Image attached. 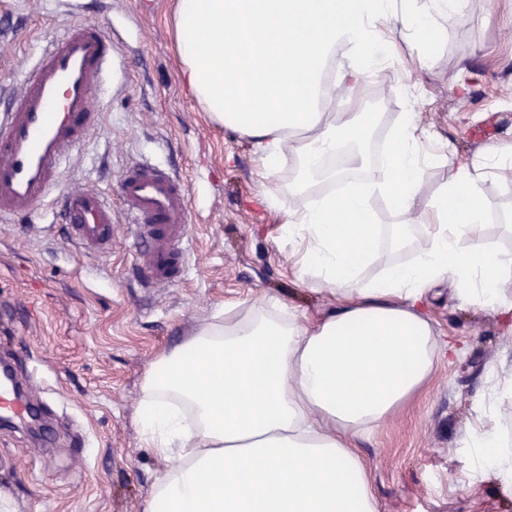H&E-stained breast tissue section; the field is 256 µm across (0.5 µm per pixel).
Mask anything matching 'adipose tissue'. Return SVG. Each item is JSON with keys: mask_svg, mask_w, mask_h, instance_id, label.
<instances>
[{"mask_svg": "<svg viewBox=\"0 0 512 512\" xmlns=\"http://www.w3.org/2000/svg\"><path fill=\"white\" fill-rule=\"evenodd\" d=\"M463 0H177L172 26L181 77L211 121L249 140L299 285L328 296L317 314L264 298L225 304L142 382L136 420L162 464L144 512H379L356 442L431 382L444 344L427 310L451 281L463 301L512 312V252L482 235L512 155L486 147L430 198L419 185L436 159L416 109L401 113L377 178L347 194H315L336 161L363 164L372 136L360 95L383 59L431 66ZM416 52L405 55V46ZM349 111L335 113L337 93ZM392 215L377 223L369 202ZM405 250L371 279L381 250ZM494 395L467 430L480 471L512 485V439Z\"/></svg>", "mask_w": 512, "mask_h": 512, "instance_id": "obj_1", "label": "adipose tissue"}]
</instances>
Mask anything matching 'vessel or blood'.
Segmentation results:
<instances>
[{
  "instance_id": "1",
  "label": "vessel or blood",
  "mask_w": 512,
  "mask_h": 512,
  "mask_svg": "<svg viewBox=\"0 0 512 512\" xmlns=\"http://www.w3.org/2000/svg\"><path fill=\"white\" fill-rule=\"evenodd\" d=\"M121 43L85 22L47 42L38 63L0 109V219L28 216L59 188L74 242L112 248V208L100 191L67 183L64 162L101 120L92 93L113 74ZM121 206L133 233L132 261L146 284L182 274L191 222L189 190L174 172L145 160L121 175Z\"/></svg>"
}]
</instances>
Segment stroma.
I'll return each mask as SVG.
<instances>
[{
	"instance_id": "stroma-1",
	"label": "stroma",
	"mask_w": 512,
	"mask_h": 512,
	"mask_svg": "<svg viewBox=\"0 0 512 512\" xmlns=\"http://www.w3.org/2000/svg\"><path fill=\"white\" fill-rule=\"evenodd\" d=\"M0 0V80H19L45 40L95 20L125 48L117 80L98 89L97 129L66 163L74 183L112 202L110 253L79 251L55 206L0 226V356L12 363L47 425L44 440L0 427V490L18 512H143L161 464L135 420L141 384L163 350L222 305L273 296L309 312L323 294L297 284L276 243L280 216L262 197L289 173L260 182L252 144L212 123L180 80L169 27L175 0ZM417 108L446 147L420 184L431 197L450 170L487 146L512 143V0H467ZM467 66L464 87L448 83ZM404 69L374 71L363 96L382 121L365 163L344 178L377 174L376 148L405 110ZM141 156L176 170L190 187V250L183 276L157 292L132 273L120 221V172ZM429 311L459 348L404 410L359 441L380 512H512V488L476 472L463 442L494 392L512 388V317L469 305L436 286Z\"/></svg>"
}]
</instances>
